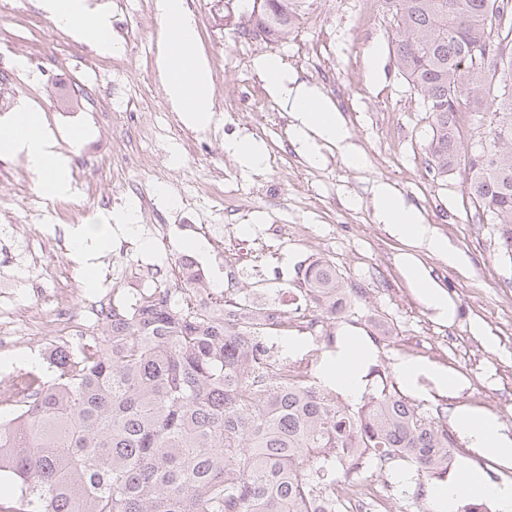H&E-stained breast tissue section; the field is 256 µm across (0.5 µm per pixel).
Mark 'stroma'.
<instances>
[{"label":"stroma","mask_w":512,"mask_h":512,"mask_svg":"<svg viewBox=\"0 0 512 512\" xmlns=\"http://www.w3.org/2000/svg\"><path fill=\"white\" fill-rule=\"evenodd\" d=\"M156 0H89L111 15L116 50L99 53L55 27L37 0H0V73L10 84L0 95L11 102L0 124L24 105L40 112L67 157L70 189L47 193L23 154L0 156V210L11 212L19 233L0 238V254L28 263L26 238L59 225L64 245L86 225L108 229L113 244L94 253L98 277H117L149 261L174 265L182 256L202 257L208 286L292 311L303 305L300 273L322 258L346 285L359 289L333 335L353 330L376 350L365 383L372 393L399 385L410 401L449 422L460 405L499 416L512 432V259L504 257L495 225L471 220L472 203L460 174L429 172L425 149L429 118L420 96L398 71L392 53L393 20L378 8L374 24L360 29L359 0H309L299 25L282 42L240 37L241 7L230 0L216 17L213 0H185L196 21L199 47L211 73L214 122L205 130L187 125L165 100L156 59L165 41ZM378 58H371V48ZM272 56L290 75L318 89L339 113L349 137L324 144L309 160L291 141L293 118L269 93L256 63ZM333 72L323 82L313 71ZM265 113L254 130L250 112ZM261 142L260 168L241 165L224 150L226 141ZM365 159L352 167L349 152ZM120 154L141 155L146 165L121 169ZM389 183L448 239L464 259L449 266L434 256L423 262L456 306L453 323L437 320L403 278L398 256L405 244L376 222L374 182ZM251 204L236 223L224 214L238 193ZM134 211L133 226L117 218ZM283 224V236L268 234ZM384 320L388 335L374 327ZM482 321L495 337L487 346L469 330ZM414 359L451 369L467 385L457 397L421 379L417 389L400 385L396 364ZM404 463L386 472L391 512H432L425 487L431 478L400 481Z\"/></svg>","instance_id":"1"}]
</instances>
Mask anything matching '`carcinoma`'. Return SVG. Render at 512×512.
<instances>
[{
	"instance_id": "obj_1",
	"label": "carcinoma",
	"mask_w": 512,
	"mask_h": 512,
	"mask_svg": "<svg viewBox=\"0 0 512 512\" xmlns=\"http://www.w3.org/2000/svg\"><path fill=\"white\" fill-rule=\"evenodd\" d=\"M399 71L429 113L427 166L463 169L478 223L512 258V0H384ZM307 0H262L255 25L279 41ZM487 122L461 154L463 102ZM313 319L346 316L355 288L325 260L302 274ZM105 332L54 354V373H14L0 399V512H311L336 469L404 461L448 468V427L381 389L359 407L294 379L268 337L288 319L258 307L189 305L162 287L112 306Z\"/></svg>"
}]
</instances>
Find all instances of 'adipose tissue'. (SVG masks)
<instances>
[{
    "label": "adipose tissue",
    "instance_id": "obj_1",
    "mask_svg": "<svg viewBox=\"0 0 512 512\" xmlns=\"http://www.w3.org/2000/svg\"><path fill=\"white\" fill-rule=\"evenodd\" d=\"M43 9L61 29L77 31L82 37L95 40L100 53H112L110 23L103 12L90 10L86 0H41ZM156 7L165 30V45L157 65L168 101L184 119L201 129L211 125L213 78L198 50V34L193 16L184 0H156ZM269 92L291 114L292 135L300 150L309 159H317L319 143L340 144L348 131L333 109L316 89L288 75L279 61L262 58L257 62ZM24 152L29 166L41 178V186L51 193L68 191L70 171L54 150L40 113L18 112L14 122L0 128V152ZM376 220L388 227L392 236L410 245V252L401 256L405 279L415 288L421 300L434 311L437 319L453 321L455 308L447 294L428 275L420 254L443 258L449 265L459 262L448 240L423 214L388 183L372 188ZM374 355L373 346L363 337L349 335L323 361V378L348 397L359 396L364 377ZM399 378L410 387H417L420 378L430 379L436 388L457 392L462 377L451 370H442L418 360L397 364ZM451 418L463 434L468 447L493 461L506 476L489 479L481 470L468 467L459 481L432 486L430 497L435 512H460L465 500L493 501L499 512H512V433L505 430L498 417L490 412L468 406L457 407Z\"/></svg>",
    "mask_w": 512,
    "mask_h": 512
}]
</instances>
